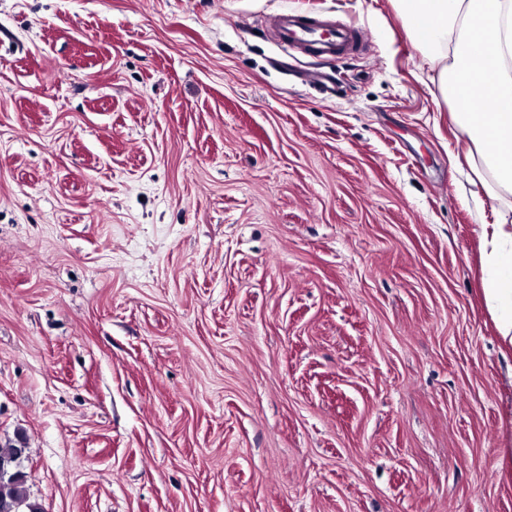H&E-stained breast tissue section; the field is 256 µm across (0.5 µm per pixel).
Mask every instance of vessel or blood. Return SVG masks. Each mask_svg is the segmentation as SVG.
<instances>
[{"label":"vessel or blood","mask_w":512,"mask_h":512,"mask_svg":"<svg viewBox=\"0 0 512 512\" xmlns=\"http://www.w3.org/2000/svg\"><path fill=\"white\" fill-rule=\"evenodd\" d=\"M278 30L288 47H310L321 56H342L354 51L358 45L355 28L339 26L311 14L287 12L279 19Z\"/></svg>","instance_id":"obj_1"}]
</instances>
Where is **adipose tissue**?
<instances>
[{
  "label": "adipose tissue",
  "mask_w": 512,
  "mask_h": 512,
  "mask_svg": "<svg viewBox=\"0 0 512 512\" xmlns=\"http://www.w3.org/2000/svg\"><path fill=\"white\" fill-rule=\"evenodd\" d=\"M437 73L467 141V162L487 197L512 196V0H395ZM487 107L476 111V99ZM482 292L512 348V213L482 227Z\"/></svg>",
  "instance_id": "1"
}]
</instances>
